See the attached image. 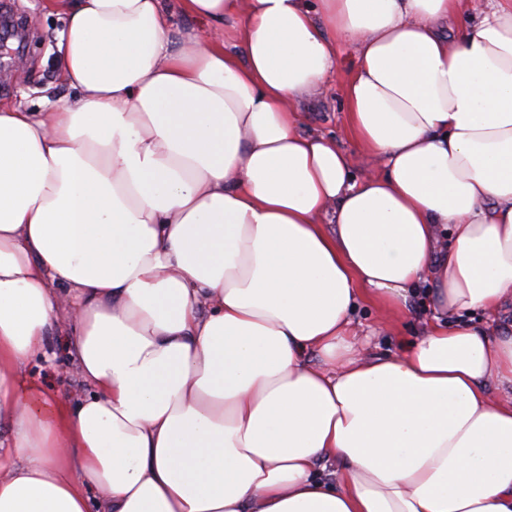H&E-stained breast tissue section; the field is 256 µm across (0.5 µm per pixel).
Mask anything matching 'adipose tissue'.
Segmentation results:
<instances>
[{"label":"adipose tissue","instance_id":"1","mask_svg":"<svg viewBox=\"0 0 512 512\" xmlns=\"http://www.w3.org/2000/svg\"><path fill=\"white\" fill-rule=\"evenodd\" d=\"M468 2L47 0L69 92L0 107V512H512V330L467 319L512 301V0ZM341 42L357 155L302 127ZM421 285L361 357L359 299ZM61 332L72 402L22 373ZM431 311L432 303L425 289L410 295L402 315L380 317L371 304L361 302L352 315L354 332L366 355L379 353L393 356L400 352L404 341L420 335ZM372 330L378 335L370 336L368 340L366 335Z\"/></svg>","mask_w":512,"mask_h":512}]
</instances>
